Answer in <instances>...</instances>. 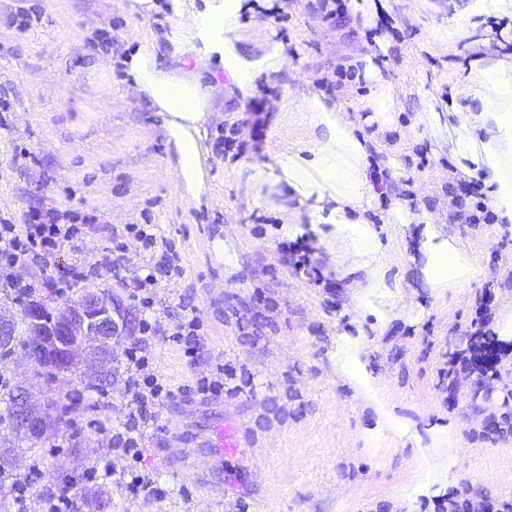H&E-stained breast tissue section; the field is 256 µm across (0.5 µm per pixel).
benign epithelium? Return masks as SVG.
<instances>
[{
  "label": "benign epithelium",
  "mask_w": 512,
  "mask_h": 512,
  "mask_svg": "<svg viewBox=\"0 0 512 512\" xmlns=\"http://www.w3.org/2000/svg\"><path fill=\"white\" fill-rule=\"evenodd\" d=\"M21 319L27 324L29 335L35 337L34 344L22 347L28 363L40 359L54 361L67 352L78 365L91 361L99 379L104 377L112 360V340L123 335L127 327L125 310L105 290H86L55 313L33 303L24 310ZM15 333L16 317L0 312V350L15 347ZM52 411L50 403L34 407L25 388L21 405L8 427L14 435L35 443L46 434Z\"/></svg>",
  "instance_id": "benign-epithelium-1"
}]
</instances>
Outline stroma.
Here are the masks:
<instances>
[{"instance_id": "stroma-1", "label": "stroma", "mask_w": 512, "mask_h": 512, "mask_svg": "<svg viewBox=\"0 0 512 512\" xmlns=\"http://www.w3.org/2000/svg\"><path fill=\"white\" fill-rule=\"evenodd\" d=\"M449 7V0H379L358 10L352 0H280L244 35L253 45H285L287 69L261 79L250 100L228 88L215 93L205 138L207 202L197 206L176 192L163 118L132 93L123 65L140 38L154 41L169 62L173 22L166 11L138 12L134 0H0V221L21 224L30 213L58 211L77 227L18 275L47 309L82 289L107 288L128 318L126 335L112 344V383L103 390L90 371L49 377L21 358L1 375L35 401L68 407L36 444L0 428V444L19 449L20 479L31 482L23 512H47L69 480L102 489L110 512H447L452 499L479 512L485 498L512 499V431L487 428L490 416L512 414V404L503 403L512 393V358L481 381L461 372L450 385L439 373L466 348L486 284L495 288L490 326L512 314V226L498 218L454 219L453 197L471 205L483 189L418 122L423 112L444 109L424 90L446 84L470 55L464 39L441 58L427 47L426 26ZM106 37L112 49L103 52L98 45ZM366 55L390 79L397 112L396 131L380 139L370 160L376 177L400 194L380 197L374 218L387 215L398 197L410 210L425 207L480 269L468 287L436 294L420 272L422 225L382 223L400 288L380 330L359 314L354 289L334 270V253L283 235L284 214L255 205L238 180L243 165L270 161L279 147L273 103L288 93L289 72L364 119L369 85L349 72ZM229 136L241 153L225 151ZM147 221L182 269L161 283L152 317L166 326L195 310L201 342L192 358L178 343L151 341L154 369L188 391L161 405L144 428L143 465L164 490L157 498L129 493L134 464L111 449L126 414L125 351L141 339V311L130 293L149 255L132 242L119 270L97 266L116 245L113 230ZM220 242L234 257L232 269L216 256ZM300 248L320 280L296 271ZM92 265L97 271L81 287L52 293L50 282ZM360 329L373 373L408 426L374 442L367 435L377 429L375 410L336 369L339 335ZM203 378L224 387L197 393ZM451 391L453 409L446 403ZM450 428L456 448L436 447ZM226 435L234 447H221ZM423 454L426 469L416 466ZM451 454L457 466L449 472L442 463Z\"/></svg>"}]
</instances>
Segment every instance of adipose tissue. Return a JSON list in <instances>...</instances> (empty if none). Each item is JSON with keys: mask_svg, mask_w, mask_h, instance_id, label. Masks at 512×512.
Listing matches in <instances>:
<instances>
[{"mask_svg": "<svg viewBox=\"0 0 512 512\" xmlns=\"http://www.w3.org/2000/svg\"><path fill=\"white\" fill-rule=\"evenodd\" d=\"M175 25L169 36L173 59L162 64L156 44L143 41L124 61L133 92L150 102L164 119L167 141L177 154L174 187L190 200H200L209 173L202 159V132L217 87L227 84L242 97L257 89L260 78L280 73L288 63L285 46L247 44L244 29L256 23L253 0H167ZM512 19V0H462L458 13L426 29L430 50L447 53L467 20L474 36L473 57L448 83L445 111L430 113L432 135L447 139L457 169L478 180L498 217L512 223V52H505L486 17ZM367 104L374 132H365L327 96L310 91L275 101L276 122L297 120L305 129L298 140L285 142L272 162L250 165L245 172L248 194L256 205L287 215L286 234L310 235L316 245L341 243L354 260L343 267L357 290L356 305L378 325L388 316L381 302L393 286L388 278L379 233L367 212L377 199L368 169L370 148L380 134L395 126L392 84L376 66ZM419 246L422 276L436 291L466 287L476 276L471 256L437 229L438 216L425 212ZM345 357L340 371L354 389L373 402L383 428L404 429L386 407L378 379L369 367L364 335L342 334Z\"/></svg>", "mask_w": 512, "mask_h": 512, "instance_id": "adipose-tissue-1", "label": "adipose tissue"}]
</instances>
